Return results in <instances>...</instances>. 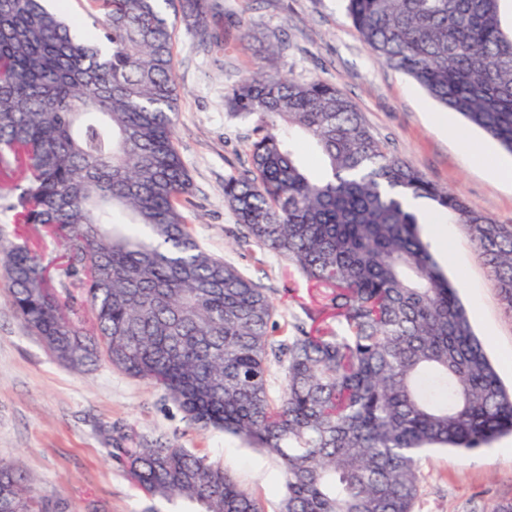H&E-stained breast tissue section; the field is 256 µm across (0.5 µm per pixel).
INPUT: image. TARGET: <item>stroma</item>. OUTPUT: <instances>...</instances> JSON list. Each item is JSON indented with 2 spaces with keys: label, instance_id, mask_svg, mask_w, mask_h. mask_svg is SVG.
<instances>
[{
  "label": "stroma",
  "instance_id": "stroma-1",
  "mask_svg": "<svg viewBox=\"0 0 512 512\" xmlns=\"http://www.w3.org/2000/svg\"><path fill=\"white\" fill-rule=\"evenodd\" d=\"M209 24L223 30V50H203L182 26L174 42L176 146L191 178L192 224L208 252L266 288L278 307L275 335H287L304 308L326 319L331 311L285 258L237 243L240 226L223 186L247 162L251 122L230 112L224 98L254 71L273 68L332 84L389 154L512 225V186L460 151L459 115L436 123L439 106L369 53L343 0H213ZM444 267L499 377L512 388V312L462 225L448 226ZM127 433L148 442L176 440L269 499L282 481L275 457L223 431L195 428L148 382L106 363L79 373L57 362L15 315L0 283V459L20 467L51 512H143L147 500L110 453L113 437ZM506 501H512V435L466 454L434 452L420 464L414 512H495Z\"/></svg>",
  "mask_w": 512,
  "mask_h": 512
}]
</instances>
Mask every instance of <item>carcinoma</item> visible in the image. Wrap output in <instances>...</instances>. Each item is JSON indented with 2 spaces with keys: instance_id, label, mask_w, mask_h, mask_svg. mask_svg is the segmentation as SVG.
Masks as SVG:
<instances>
[{
  "instance_id": "1",
  "label": "carcinoma",
  "mask_w": 512,
  "mask_h": 512,
  "mask_svg": "<svg viewBox=\"0 0 512 512\" xmlns=\"http://www.w3.org/2000/svg\"><path fill=\"white\" fill-rule=\"evenodd\" d=\"M93 31L48 0H0V210L56 241L50 263L0 227V274L25 327L63 365L105 361L161 389L201 429L278 459L273 512H413L419 463L512 433L502 386L412 200L462 225L512 312V225L387 153L323 80L242 78L227 108L252 120L250 164L224 200L256 243L326 291L284 339L277 306L208 253L188 219L176 147L173 41L209 48V0H84ZM369 51L512 153V27L504 0H345ZM308 144L323 172L300 161ZM79 291L88 318L58 289ZM281 382L273 389L271 375ZM151 501L268 512L232 472L170 439L111 448ZM0 512H47L0 460Z\"/></svg>"
}]
</instances>
